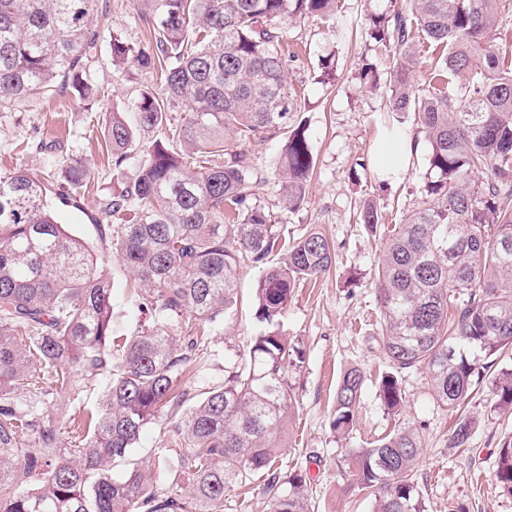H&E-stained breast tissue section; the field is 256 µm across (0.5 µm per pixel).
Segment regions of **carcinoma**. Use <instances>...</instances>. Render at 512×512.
<instances>
[{
	"label": "carcinoma",
	"mask_w": 512,
	"mask_h": 512,
	"mask_svg": "<svg viewBox=\"0 0 512 512\" xmlns=\"http://www.w3.org/2000/svg\"><path fill=\"white\" fill-rule=\"evenodd\" d=\"M97 2L0 0V105L58 87L89 103L100 97L90 37ZM139 2L154 43L136 51L114 37L111 60L160 74V88L142 89L135 108L142 130L166 137L143 150L134 180L100 199L96 228L149 320L115 340L112 278L50 205L53 195L77 201L90 179L80 160L56 185L25 169L0 175V512H224V497L259 474L273 512H309L305 475L281 479L272 455L293 404L288 370L301 362L281 318L300 283L330 272L336 251L316 229L282 237L261 198L277 185L279 207L298 211L314 172L282 25L330 18L338 0ZM511 18L507 0H385L365 16L389 65L365 62L359 78L369 89L388 85L390 111L416 113L429 144L420 198L402 223L381 228L372 198L358 213L384 237L376 300L388 370L377 399L390 416L406 400L402 376L424 372L439 405L454 412L512 351V44L497 37ZM422 54L432 76L420 88ZM317 80L334 85L332 58ZM102 124L120 172L134 131L117 110ZM285 129L267 169L239 148ZM243 263L262 269V328L247 351L225 357L224 382L186 388V367L203 359L206 341L178 346L172 324H215L230 313ZM98 377L94 408L75 416L52 404ZM364 384L359 369L343 373L334 429L353 426ZM491 390L512 406V369L498 371ZM165 408L174 447L168 488L159 489L134 450ZM471 436L462 416L448 447ZM422 449L420 431L401 422L356 452L353 490L372 498V512H425L415 479ZM494 484L512 496V439L499 448Z\"/></svg>",
	"instance_id": "1"
}]
</instances>
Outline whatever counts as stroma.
Listing matches in <instances>:
<instances>
[{"instance_id": "35a3bbf8", "label": "stroma", "mask_w": 512, "mask_h": 512, "mask_svg": "<svg viewBox=\"0 0 512 512\" xmlns=\"http://www.w3.org/2000/svg\"><path fill=\"white\" fill-rule=\"evenodd\" d=\"M368 3L341 0L331 21L310 17L284 26V41L293 54L288 79L301 94L299 118L308 129L316 167L303 208L293 213L281 209L277 215L285 237H299L313 227L325 232L335 244L338 265L316 284L296 289L283 319L303 362L288 373L295 401L275 448L277 465L285 477L296 471L307 474L311 512H371L370 500L349 485L352 454L390 433L401 419L424 436L415 471L426 512H451L456 505L465 512H512V497L495 490L493 481L498 450L512 437V406L498 404L489 382H482L464 404L474 419V434L468 447L458 449L448 445L454 417L437 404L424 374L403 378L407 402L399 418L388 417L376 398L374 383L388 365L377 336L376 261L382 241L357 224L356 211L372 198L384 223H401L419 196L428 144L419 143L398 179L381 180L372 164L389 94L382 88L365 89L356 78L362 54L376 64L384 62L381 54L367 51L363 18ZM99 7L111 19L110 27L97 30L93 38L103 96L89 107L72 90L62 89L0 108V174L17 169L40 176L57 173L73 158L89 169L92 185L78 204L56 199L52 205L60 222L106 262L112 276L113 328L130 337L139 316L126 288L128 273L112 259L93 226L100 195L117 188L119 181L112 176L97 117L116 109L136 124L139 91L156 78L148 71L112 65L110 40L142 48L151 43L153 29L134 0H99ZM327 55L336 63L337 80L331 87L315 80L318 63ZM259 275L258 268H238V306L212 332L206 366L187 375L189 387L223 381L225 355L246 350L258 329L253 288ZM353 367L364 373L366 384L355 428L342 435L332 426L336 388L344 371Z\"/></svg>"}]
</instances>
